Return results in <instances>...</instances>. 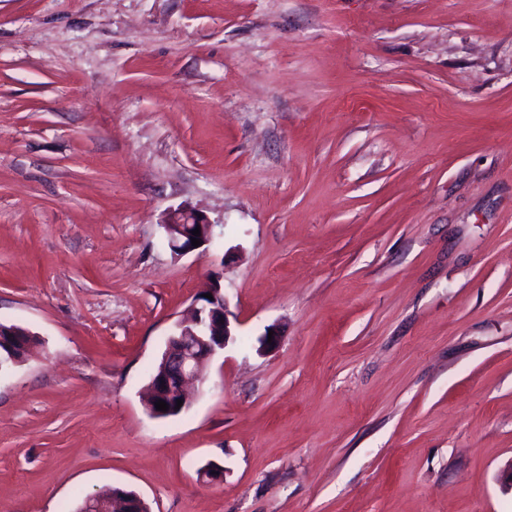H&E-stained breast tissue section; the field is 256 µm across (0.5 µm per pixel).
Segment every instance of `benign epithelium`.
Segmentation results:
<instances>
[{
	"mask_svg": "<svg viewBox=\"0 0 512 512\" xmlns=\"http://www.w3.org/2000/svg\"><path fill=\"white\" fill-rule=\"evenodd\" d=\"M200 229V247L214 238L215 225L192 209L182 208L165 223L168 246L176 256L196 251L192 245V231ZM212 298L194 300L188 316L178 320L167 341L159 370L152 373L148 384L146 407L155 418L180 415L191 405L190 387L201 388L205 382L203 370L216 355L236 342L237 316L229 310L228 301L220 284V275L214 276ZM162 400L168 409H156ZM183 404H177V401ZM101 504L103 512H151L150 505L134 490L114 488L109 493L92 494L88 505Z\"/></svg>",
	"mask_w": 512,
	"mask_h": 512,
	"instance_id": "benign-epithelium-1",
	"label": "benign epithelium"
}]
</instances>
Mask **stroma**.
<instances>
[{
  "instance_id": "obj_1",
  "label": "stroma",
  "mask_w": 512,
  "mask_h": 512,
  "mask_svg": "<svg viewBox=\"0 0 512 512\" xmlns=\"http://www.w3.org/2000/svg\"><path fill=\"white\" fill-rule=\"evenodd\" d=\"M0 321V512H512V0H0ZM164 226L169 241V249L176 256L200 250L209 245L214 238V224L188 208H182L173 213ZM197 226H200V236L192 234ZM191 238L200 239V246L194 247ZM220 279V275L215 274L208 292L213 300L204 295L196 298L189 315L174 325L159 370L155 372L158 365L148 384L146 407L152 417H174L189 408L190 386L199 391L205 382L203 370L207 363L236 342L239 323L229 310ZM177 399L183 401L179 409H176ZM158 400L166 402V411L156 410ZM102 504L105 509L102 512H151L150 505L134 490L112 488V492L103 494H91L88 509L92 510L93 504Z\"/></svg>"
}]
</instances>
